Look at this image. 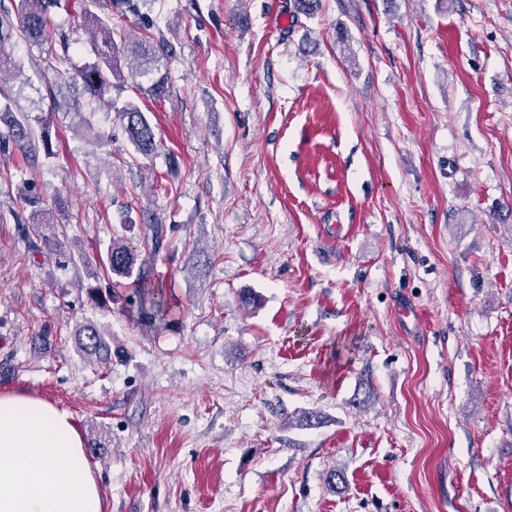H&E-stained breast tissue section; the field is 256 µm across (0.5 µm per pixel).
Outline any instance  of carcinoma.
I'll return each mask as SVG.
<instances>
[{
  "label": "carcinoma",
  "mask_w": 512,
  "mask_h": 512,
  "mask_svg": "<svg viewBox=\"0 0 512 512\" xmlns=\"http://www.w3.org/2000/svg\"><path fill=\"white\" fill-rule=\"evenodd\" d=\"M13 9L0 12V78L11 70L18 68V61L11 51V44L22 39L29 42H47L51 37L50 8L63 7L79 15L83 22L94 30L93 52L96 62L74 73L69 70L53 69L52 81L60 87L72 81H80L88 105L107 109L114 106L113 99L107 97L114 81L122 79L121 61L124 57L135 62V73L146 76L151 72L149 65L160 62L168 47L164 40L149 34L159 28L158 19L141 12V6L147 0H108L109 12L99 11L101 0H12ZM131 14L142 21V27L148 33L136 41L125 37L115 40L112 28V15ZM147 94L154 99H162L169 94V83L161 74L151 80ZM130 145L135 153L149 156L157 152L159 143L155 126L134 101L125 102L119 109ZM0 149L12 148L26 160H35L39 152L46 156L53 155L51 149L50 119L40 122L34 128L28 122L24 112H16L12 107L11 97L5 95L0 100ZM61 199L49 203L39 195L29 192L23 198L25 206L31 209L30 222L36 229H49L53 224V209ZM103 271L109 283L114 287H125L123 294H109V299L121 301L128 313L137 316L139 322L148 328L161 323L172 322V298L164 292L160 283L152 280L149 274V261L140 258V251L132 243L122 238L112 239L108 246L106 258L102 261ZM80 351L88 358L100 364L109 362V347L105 334L88 322L79 330Z\"/></svg>",
  "instance_id": "1"
}]
</instances>
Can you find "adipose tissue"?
<instances>
[{"mask_svg": "<svg viewBox=\"0 0 512 512\" xmlns=\"http://www.w3.org/2000/svg\"><path fill=\"white\" fill-rule=\"evenodd\" d=\"M0 512H104L77 422L24 391L0 393Z\"/></svg>", "mask_w": 512, "mask_h": 512, "instance_id": "adipose-tissue-1", "label": "adipose tissue"}]
</instances>
